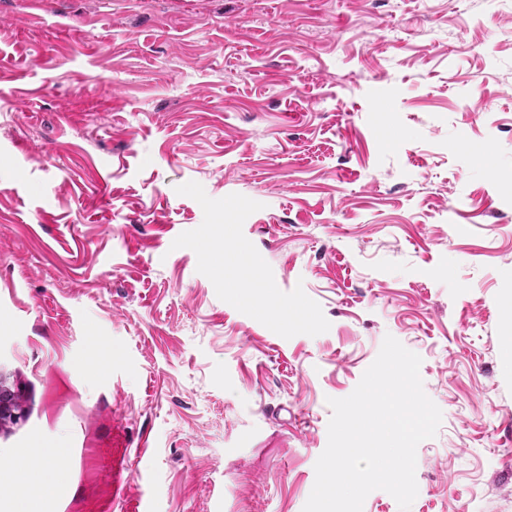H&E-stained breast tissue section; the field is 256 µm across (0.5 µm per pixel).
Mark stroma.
Segmentation results:
<instances>
[{
    "mask_svg": "<svg viewBox=\"0 0 512 512\" xmlns=\"http://www.w3.org/2000/svg\"><path fill=\"white\" fill-rule=\"evenodd\" d=\"M0 316L48 512H302L388 334L410 512H512V0H0Z\"/></svg>",
    "mask_w": 512,
    "mask_h": 512,
    "instance_id": "stroma-1",
    "label": "stroma"
}]
</instances>
